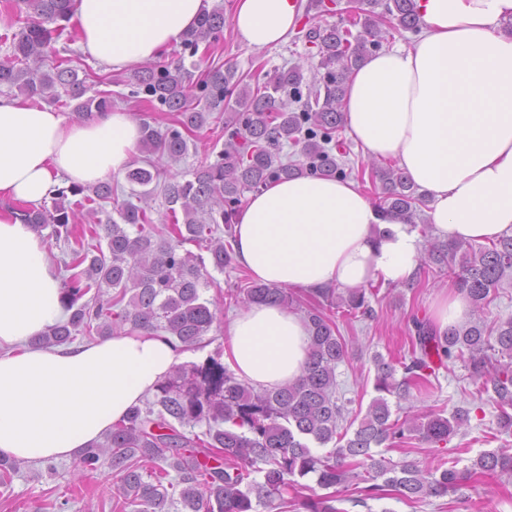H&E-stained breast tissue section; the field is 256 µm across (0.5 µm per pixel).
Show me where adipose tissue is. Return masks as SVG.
<instances>
[{"mask_svg":"<svg viewBox=\"0 0 512 512\" xmlns=\"http://www.w3.org/2000/svg\"><path fill=\"white\" fill-rule=\"evenodd\" d=\"M422 37L382 50L351 75L345 125L364 151L393 159L451 239L512 237V0H415ZM82 53L113 70L138 67L181 40L213 0H72ZM297 0H237L231 22L247 46L295 32ZM123 110L67 120L0 96V454L74 460L189 356L175 337L124 330L41 347L64 320L61 275L16 204L37 206L63 183L123 175L141 140ZM417 229L382 213L352 180L310 175L253 194L233 227L236 262L255 280L315 292L399 284L420 262ZM224 359L257 389L294 382L309 332L276 304L246 306L226 329Z\"/></svg>","mask_w":512,"mask_h":512,"instance_id":"ef3b65f1","label":"adipose tissue"}]
</instances>
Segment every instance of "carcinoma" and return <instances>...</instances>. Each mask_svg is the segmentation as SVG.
Instances as JSON below:
<instances>
[{"label":"carcinoma","mask_w":512,"mask_h":512,"mask_svg":"<svg viewBox=\"0 0 512 512\" xmlns=\"http://www.w3.org/2000/svg\"><path fill=\"white\" fill-rule=\"evenodd\" d=\"M15 14H7L4 27L13 28L20 14L34 16L12 33V51L0 61V87L16 90L25 98L35 96L53 102L61 96L75 102L76 118L112 110V93L98 91L86 96L87 77L70 66L72 60L51 58L53 43L67 27L71 0H16ZM419 30L414 0H360L349 25L312 26L306 42L318 48L315 83L305 82L298 66L276 71L255 88L242 85L243 78L231 65L206 69L198 79L192 70L198 52L208 51L224 28V13L205 14L195 31L181 42L178 59L166 64H146L136 71L131 94L162 112H175L178 126L162 133L145 122L140 147L172 161L188 153V138L203 130L213 114L225 117L224 149L212 161H204L193 179L164 180L161 191L169 206L171 227L151 224L146 207L160 171L130 167L125 178L144 187L138 203L127 201L114 208H92L93 224L76 222V211L85 203L112 198V184L103 182L84 194L85 187L72 184L58 192L53 209H26L23 221L69 245V272L63 283L67 321L42 337L45 344H69L92 333L111 336L124 327L163 331L193 349L217 320L216 310L202 298L207 285L206 262L222 272L232 261V247L224 243L223 229L231 228L241 195L259 190L268 182L306 173L323 177H347L343 161L344 127L342 101L352 70L381 47L386 24ZM360 27L357 32L354 27ZM192 58L186 67L185 58ZM235 96V106L224 101ZM300 147L298 164L282 161L283 145ZM357 177L380 184L377 206L389 213L413 217L426 205L415 184L394 165L370 163ZM74 197L73 205L63 200ZM205 250L204 258L186 248ZM430 262L447 269L452 283L475 309L489 305L503 279L512 272V237L476 247L463 241L439 242L428 250ZM87 301H82L83 297ZM243 304L276 303L292 307L291 289L250 281L236 289ZM338 307L351 316L366 317L372 309L366 289L357 288L339 297ZM310 350L302 375L293 383L272 390H255L239 381L217 358L175 368L160 383L152 398L129 410L126 421L112 428L104 441L88 449L77 469L96 472L108 461L119 480L124 504L133 512H163L179 492L181 512H256L253 501L268 500L290 489L293 497L282 500L290 512H347L336 506L347 500L339 489L349 471L369 466L360 488L361 498L380 499L386 492L415 502L426 496H445L476 473L495 478L512 473V454L480 455L473 470L445 468L435 475L415 462L393 464L375 460L371 448L385 442L400 444L409 434L431 444L448 438L466 425L469 412L449 417L439 414L407 415L391 419L388 397L401 402L413 388L430 384L433 361L468 362L479 391L493 393L501 409L500 428L512 430V317L498 322L496 337L475 320L465 327L442 330L425 319H414L409 360L398 364L375 357L374 389L379 393L369 404L353 434L340 431L344 406L336 397V367L349 355L348 345L335 321L314 308L306 312ZM508 357L501 362L495 353ZM402 377L396 378L397 369ZM205 425V431L189 435L181 428ZM334 443L320 453L316 447ZM21 461L0 455V486L11 485ZM312 477L323 494H305L300 480Z\"/></svg>","instance_id":"1"}]
</instances>
